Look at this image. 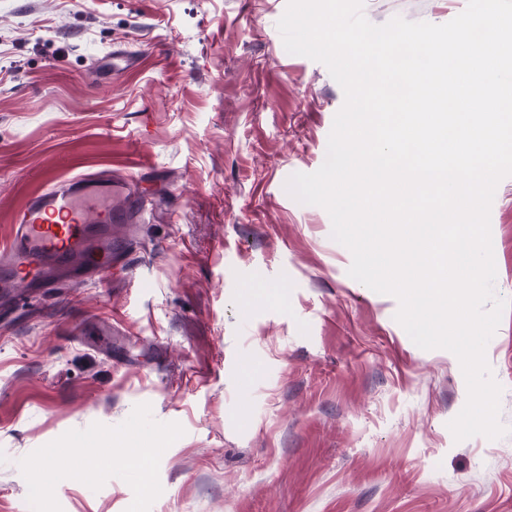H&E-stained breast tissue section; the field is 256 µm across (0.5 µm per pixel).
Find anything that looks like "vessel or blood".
Returning a JSON list of instances; mask_svg holds the SVG:
<instances>
[{
    "label": "vessel or blood",
    "mask_w": 512,
    "mask_h": 512,
    "mask_svg": "<svg viewBox=\"0 0 512 512\" xmlns=\"http://www.w3.org/2000/svg\"><path fill=\"white\" fill-rule=\"evenodd\" d=\"M145 202L126 180L94 175L61 177L28 196L12 217L11 236L0 248V293L22 278H49L60 269L93 268V256L111 257L119 244L113 227L139 221Z\"/></svg>",
    "instance_id": "1"
}]
</instances>
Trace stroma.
<instances>
[{
    "label": "stroma",
    "mask_w": 512,
    "mask_h": 512,
    "mask_svg": "<svg viewBox=\"0 0 512 512\" xmlns=\"http://www.w3.org/2000/svg\"><path fill=\"white\" fill-rule=\"evenodd\" d=\"M468 0H364L375 25ZM287 0H0V245L82 172L153 203L106 280L23 284L0 310V512H512V176L490 212L486 347L510 433L458 442L457 357L352 279L328 212L285 185L325 161L344 92L288 53ZM135 64L113 70L112 53ZM113 439L147 448L35 481Z\"/></svg>",
    "instance_id": "stroma-1"
}]
</instances>
